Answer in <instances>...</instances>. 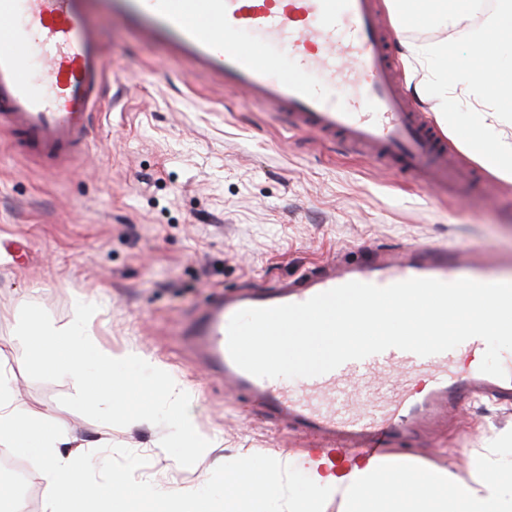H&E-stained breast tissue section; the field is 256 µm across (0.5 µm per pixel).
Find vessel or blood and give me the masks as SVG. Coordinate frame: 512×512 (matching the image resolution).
Instances as JSON below:
<instances>
[{"label":"vessel or blood","instance_id":"obj_1","mask_svg":"<svg viewBox=\"0 0 512 512\" xmlns=\"http://www.w3.org/2000/svg\"><path fill=\"white\" fill-rule=\"evenodd\" d=\"M99 9L285 116L289 127L338 139L416 182L437 180L455 191L457 161L393 76L378 0H0V129L43 166H72L101 106L107 68L92 23ZM411 278L512 282V261L444 245L378 249L368 262H332L269 291L214 294L186 335L225 385L248 392L275 419L350 438L370 454L389 447L404 427L455 407L465 392L512 396V377L460 365L474 353L460 346L427 357L388 349L320 376L259 378L232 361L227 327L245 308L302 303L351 281L384 287ZM395 368L409 382L426 378L425 388L409 386L358 410L348 382Z\"/></svg>","mask_w":512,"mask_h":512}]
</instances>
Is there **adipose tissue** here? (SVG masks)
I'll use <instances>...</instances> for the list:
<instances>
[{
  "label": "adipose tissue",
  "mask_w": 512,
  "mask_h": 512,
  "mask_svg": "<svg viewBox=\"0 0 512 512\" xmlns=\"http://www.w3.org/2000/svg\"><path fill=\"white\" fill-rule=\"evenodd\" d=\"M390 5L403 23L438 14L464 18L473 10V0H390ZM469 39L480 64L458 85H445L447 45L410 46L406 65L410 73L424 72V87L440 86L434 110L441 125L449 124L459 102L478 106L464 134L465 149L494 175L512 181V142L504 141L500 130L504 117L512 118V66L504 61L505 48L512 47V0H496ZM65 437L60 423L19 408L12 372L0 366V446L22 444L40 454L43 512H121L135 496L166 499L168 512H202L206 506L191 490L95 480L91 456L79 446L62 450ZM300 465L307 481L303 488L289 487L288 472ZM331 506L336 512H512V448L472 449L463 472L413 453L352 456L342 463L305 454L261 457L252 450L224 471V512H327Z\"/></svg>",
  "instance_id": "adipose-tissue-1"
}]
</instances>
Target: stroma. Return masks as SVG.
<instances>
[{
  "label": "stroma",
  "instance_id": "1",
  "mask_svg": "<svg viewBox=\"0 0 512 512\" xmlns=\"http://www.w3.org/2000/svg\"><path fill=\"white\" fill-rule=\"evenodd\" d=\"M396 73L428 122L434 98L417 97L408 43L445 41L449 74L477 66L470 17L421 26L396 21L379 0ZM108 63L103 105L83 157L57 174L0 130V365L17 403L66 424L95 458L96 480L204 488L222 506L216 458L240 450L295 453L313 441L273 419L222 375L201 366L182 333L216 292L296 279L328 258L358 262L369 249L433 244L512 258V182L489 172L450 198L321 135L289 129L275 112L194 73L163 46L143 42L111 13L93 17ZM91 303L97 337L124 357L146 354L191 398L198 433L221 448L192 467L160 446L164 427H112L60 404L70 379L41 382L23 366L14 331L34 303L55 327ZM512 431V401L467 395L455 415L414 431L401 452L465 467L469 451Z\"/></svg>",
  "mask_w": 512,
  "mask_h": 512
}]
</instances>
